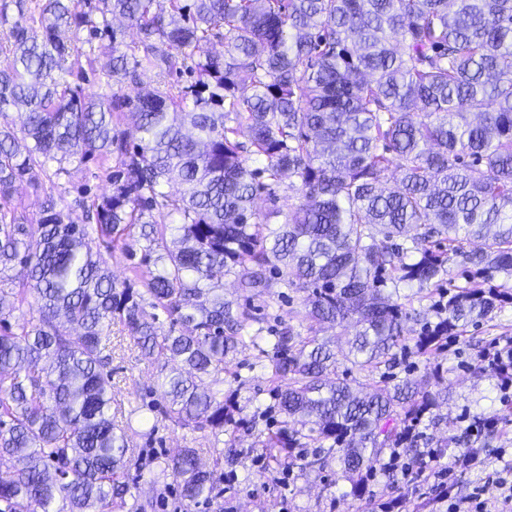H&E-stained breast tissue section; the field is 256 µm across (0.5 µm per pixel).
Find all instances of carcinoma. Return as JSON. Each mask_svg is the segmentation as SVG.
Instances as JSON below:
<instances>
[{
  "label": "carcinoma",
  "mask_w": 512,
  "mask_h": 512,
  "mask_svg": "<svg viewBox=\"0 0 512 512\" xmlns=\"http://www.w3.org/2000/svg\"><path fill=\"white\" fill-rule=\"evenodd\" d=\"M16 16H9V6ZM29 0L0 4V199L54 162L110 156L112 193L88 224L46 195L28 224L0 212V284L20 264L26 281L0 287V512H145L121 480L127 432L112 418L105 372L112 325L165 373L167 405H147L174 425L206 431L229 465L256 449L278 467L339 466L363 498L387 449L424 464L409 431L448 400L442 367L370 392L336 376L323 326L354 322L344 359L388 366L397 352L439 356L449 336L512 293V0ZM138 29L127 45L112 17ZM90 27L107 87L138 69L171 73L214 38L221 56L194 62V80L137 96L134 132L116 129L126 100L85 95L68 81L78 52L60 30ZM248 133L249 143L239 140ZM398 183L384 185L390 170ZM294 177L304 203L265 217L259 192L277 196ZM179 193L166 191L170 184ZM156 208L176 222L158 224ZM141 258L134 277H112L92 236ZM475 238L478 251L466 250ZM463 258L483 280L443 292L415 336L403 284L439 289ZM234 275L243 301L224 297ZM281 288L303 292L297 323L270 328L254 302ZM36 316L12 328L22 306ZM169 320L164 330L159 315ZM183 331L176 332V327ZM255 349L276 387L277 428L237 447L255 420L199 381ZM310 442L320 454L295 453ZM189 501L216 497L218 478L193 448L158 462Z\"/></svg>",
  "instance_id": "cac0c4a2"
}]
</instances>
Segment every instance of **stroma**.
Segmentation results:
<instances>
[{"mask_svg":"<svg viewBox=\"0 0 512 512\" xmlns=\"http://www.w3.org/2000/svg\"><path fill=\"white\" fill-rule=\"evenodd\" d=\"M112 160L98 158L81 163L66 162L58 175L43 180L40 187L25 185L8 204V211L27 220L36 219L45 194H52L60 205L70 208L75 222H83L84 212L75 207L78 198L94 200L110 194L108 179ZM512 337V304L495 310L489 316L466 324L460 336L451 338L448 347L437 361L445 368L442 381L448 389V402L436 409V425L430 426L421 448L429 461L423 476L415 483H406L401 472L376 466L368 481L365 500L349 496L350 485L330 470L283 469L269 465L261 452H254L242 464L224 467V500L217 503H188L181 499L177 488H170L153 512H375L378 504L405 498L408 506L433 501L440 488L433 473L437 468L432 456L438 451L443 437L464 434L468 418L477 413L502 418L494 435L489 438L485 452L491 468H498L497 453L512 448V404L502 399L501 387L488 379L479 367V356L493 345ZM112 416L121 420L133 409H140L143 399L164 403L163 377L157 367L144 359L133 341L120 326L112 328ZM427 362L416 354L400 355L396 366L387 371L367 372L346 360H338L336 372L352 387L359 388L388 376L390 383L405 377L424 374ZM225 394L235 397L245 414H253L274 405L268 375L256 351L247 350L237 355L230 372L221 374ZM134 450L128 477L140 480L142 495H149V481L157 472L156 457L174 454L181 448L195 449L206 464H213L218 456L211 436L173 426L156 420L154 413L142 411L129 434Z\"/></svg>","mask_w":512,"mask_h":512,"instance_id":"obj_1","label":"stroma"}]
</instances>
